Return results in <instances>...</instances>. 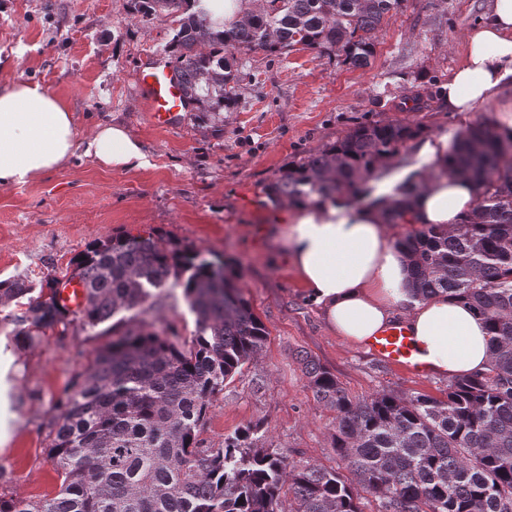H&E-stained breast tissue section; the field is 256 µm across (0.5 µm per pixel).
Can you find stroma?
I'll list each match as a JSON object with an SVG mask.
<instances>
[{"mask_svg": "<svg viewBox=\"0 0 512 512\" xmlns=\"http://www.w3.org/2000/svg\"><path fill=\"white\" fill-rule=\"evenodd\" d=\"M489 5L402 0L378 30L375 56L365 68L307 48L253 53L236 108L191 112L181 128L161 130L148 121L135 73L168 42L165 19L133 14L131 0H0V84L36 82L58 96L80 140L99 124L124 125L148 159L145 167L117 170L78 153L41 178L0 185V280L21 275L37 283L60 274L94 241L155 230L234 261L239 285L269 336L214 398L200 438L218 448L259 422L264 446L337 467L336 413L316 402L298 352L326 366L354 398L382 391L442 398L448 379L387 365L327 326L266 237L268 227L290 223L291 214L269 205L265 190L288 162L359 122L415 120L434 140H453L467 126L491 122L489 112L461 120L439 99L441 84L464 54L467 32ZM110 339L75 323L32 344L0 326V345L18 365L12 397L21 418L0 449L6 474L0 494L38 500L58 492L47 459L55 402Z\"/></svg>", "mask_w": 512, "mask_h": 512, "instance_id": "obj_1", "label": "stroma"}]
</instances>
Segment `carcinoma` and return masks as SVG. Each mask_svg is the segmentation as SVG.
I'll list each match as a JSON object with an SVG mask.
<instances>
[{"instance_id":"cac0c4a2","label":"carcinoma","mask_w":512,"mask_h":512,"mask_svg":"<svg viewBox=\"0 0 512 512\" xmlns=\"http://www.w3.org/2000/svg\"><path fill=\"white\" fill-rule=\"evenodd\" d=\"M401 0H263L226 25L200 0H131L146 18L174 27L165 53L181 70L199 112L232 109L248 55L300 45L334 51L355 68L370 65L374 34ZM423 134L417 121L358 123L343 137L288 166L268 189L275 200L355 202L381 180L384 159ZM473 178L476 207L453 228L421 227L397 244L411 265V297H456L484 317L487 368L452 379L439 399L382 392L354 399L326 367L300 356L314 398L336 411L333 469L303 463L279 448L258 447V426L207 448L199 440L213 398L262 349L269 332L224 260L162 234L116 235L93 243L62 276L38 284L0 280V317L33 343L74 322L93 330L118 314L112 340L56 404L48 460L60 489L36 502L0 497V512H361L358 491L378 512H512V141L482 125L458 138L450 162L428 179ZM385 223H404L413 194ZM85 289L71 313L57 299L62 280ZM181 295L194 316L191 345L157 331L154 312Z\"/></svg>"}]
</instances>
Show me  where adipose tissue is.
I'll return each instance as SVG.
<instances>
[{"mask_svg": "<svg viewBox=\"0 0 512 512\" xmlns=\"http://www.w3.org/2000/svg\"><path fill=\"white\" fill-rule=\"evenodd\" d=\"M512 84V0H492L486 19L466 38L461 63L442 86L449 111L468 115L494 107L493 127L512 139V102L500 94ZM83 152L103 165H145L139 140L122 126L104 125L77 141L71 112L42 86L0 85V185L52 173ZM478 187L451 176L428 181L405 214L414 224L451 226L472 211ZM282 250L327 325L356 345L367 344L405 307V324L421 358L451 378L484 370L490 346L484 318L447 294L408 295L410 268L384 224L381 207L351 208L347 198L300 205L281 236Z\"/></svg>", "mask_w": 512, "mask_h": 512, "instance_id": "adipose-tissue-1", "label": "adipose tissue"}]
</instances>
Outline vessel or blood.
Listing matches in <instances>:
<instances>
[{
    "mask_svg": "<svg viewBox=\"0 0 512 512\" xmlns=\"http://www.w3.org/2000/svg\"><path fill=\"white\" fill-rule=\"evenodd\" d=\"M137 75L150 122L162 129L178 127L191 109L181 72L166 55L158 54L143 62ZM83 297L84 288L76 280L66 282L58 292L60 304L72 311L81 307ZM368 347L389 365L418 375L430 371L429 366L418 358L403 322H393L371 337Z\"/></svg>",
    "mask_w": 512,
    "mask_h": 512,
    "instance_id": "obj_1",
    "label": "vessel or blood"
}]
</instances>
